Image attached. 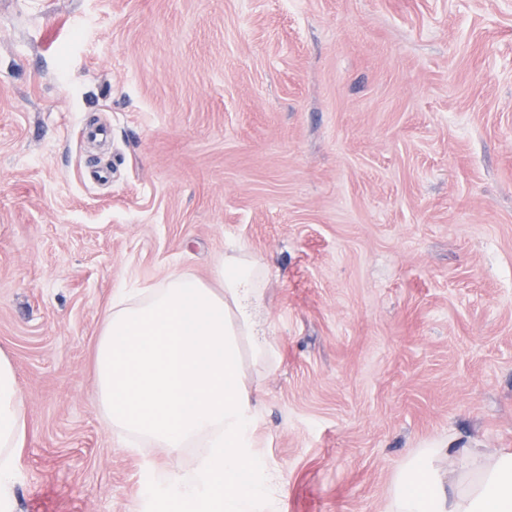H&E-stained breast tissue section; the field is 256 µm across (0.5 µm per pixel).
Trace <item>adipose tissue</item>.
Here are the masks:
<instances>
[{"mask_svg":"<svg viewBox=\"0 0 512 512\" xmlns=\"http://www.w3.org/2000/svg\"><path fill=\"white\" fill-rule=\"evenodd\" d=\"M267 277L241 247L216 257L210 280L173 271L115 289L101 316L93 378L107 425L132 450L199 451L192 469L154 467L172 488L169 512H278L279 475L254 443L263 394L247 373L279 357ZM29 437L16 367L0 350V512H17ZM385 512H512V448L416 449L396 468Z\"/></svg>","mask_w":512,"mask_h":512,"instance_id":"adipose-tissue-1","label":"adipose tissue"}]
</instances>
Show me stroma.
<instances>
[{
  "label": "stroma",
  "instance_id": "1",
  "mask_svg": "<svg viewBox=\"0 0 512 512\" xmlns=\"http://www.w3.org/2000/svg\"><path fill=\"white\" fill-rule=\"evenodd\" d=\"M239 246L280 512H383L415 449L512 448V0H0L18 512H147L164 451L95 403L101 313Z\"/></svg>",
  "mask_w": 512,
  "mask_h": 512
}]
</instances>
